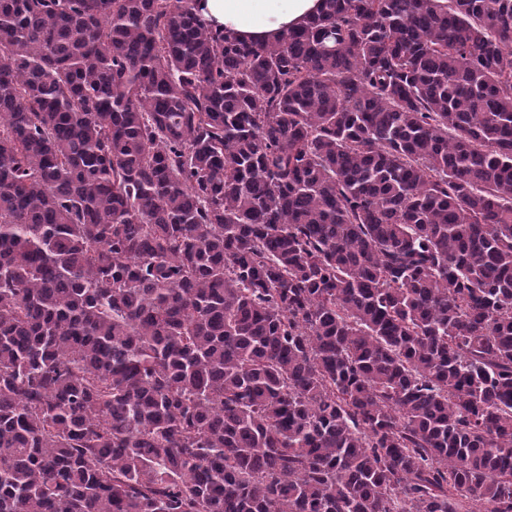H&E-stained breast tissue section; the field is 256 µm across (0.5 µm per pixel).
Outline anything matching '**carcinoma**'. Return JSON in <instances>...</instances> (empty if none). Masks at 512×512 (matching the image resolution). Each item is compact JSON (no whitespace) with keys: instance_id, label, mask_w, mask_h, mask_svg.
<instances>
[{"instance_id":"1","label":"carcinoma","mask_w":512,"mask_h":512,"mask_svg":"<svg viewBox=\"0 0 512 512\" xmlns=\"http://www.w3.org/2000/svg\"><path fill=\"white\" fill-rule=\"evenodd\" d=\"M0 512H512V0H0ZM320 0H200L201 14L245 40L275 42L320 8Z\"/></svg>"}]
</instances>
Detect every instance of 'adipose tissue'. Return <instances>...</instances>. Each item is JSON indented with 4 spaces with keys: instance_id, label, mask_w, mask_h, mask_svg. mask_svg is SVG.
Masks as SVG:
<instances>
[{
    "instance_id": "1",
    "label": "adipose tissue",
    "mask_w": 512,
    "mask_h": 512,
    "mask_svg": "<svg viewBox=\"0 0 512 512\" xmlns=\"http://www.w3.org/2000/svg\"><path fill=\"white\" fill-rule=\"evenodd\" d=\"M207 21L252 41L275 42L320 8V0H199Z\"/></svg>"
}]
</instances>
